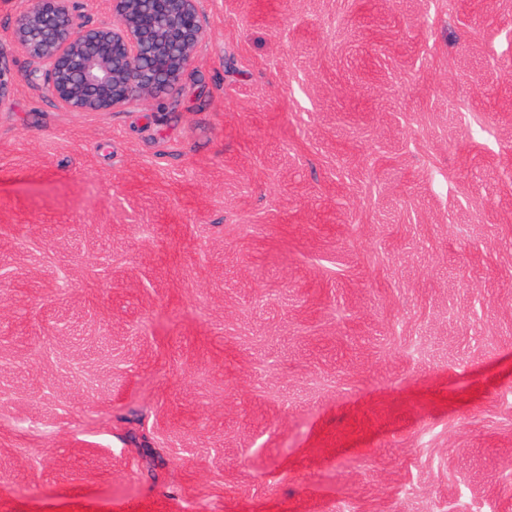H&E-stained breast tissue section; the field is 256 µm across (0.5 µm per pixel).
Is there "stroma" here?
<instances>
[{
	"instance_id": "stroma-1",
	"label": "stroma",
	"mask_w": 512,
	"mask_h": 512,
	"mask_svg": "<svg viewBox=\"0 0 512 512\" xmlns=\"http://www.w3.org/2000/svg\"><path fill=\"white\" fill-rule=\"evenodd\" d=\"M63 112L0 0V512H512V0H200Z\"/></svg>"
}]
</instances>
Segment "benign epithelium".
Returning <instances> with one entry per match:
<instances>
[{"label": "benign epithelium", "instance_id": "obj_1", "mask_svg": "<svg viewBox=\"0 0 512 512\" xmlns=\"http://www.w3.org/2000/svg\"><path fill=\"white\" fill-rule=\"evenodd\" d=\"M112 21L88 27L80 0H29L13 42L36 61L26 80L45 85L65 112H112L175 88L206 33L198 0H106Z\"/></svg>", "mask_w": 512, "mask_h": 512}]
</instances>
